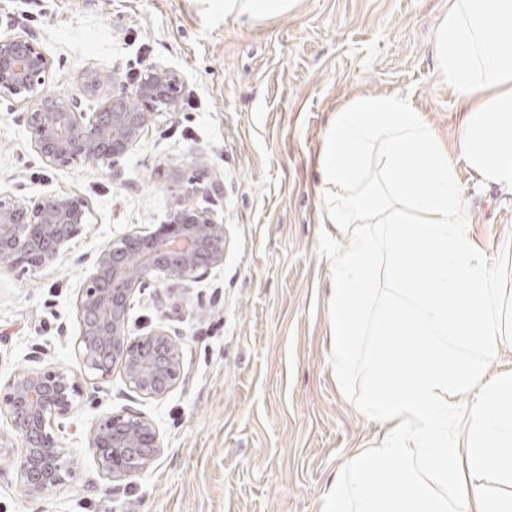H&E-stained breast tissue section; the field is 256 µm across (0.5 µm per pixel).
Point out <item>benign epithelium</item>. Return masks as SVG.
<instances>
[{
    "instance_id": "benign-epithelium-1",
    "label": "benign epithelium",
    "mask_w": 512,
    "mask_h": 512,
    "mask_svg": "<svg viewBox=\"0 0 512 512\" xmlns=\"http://www.w3.org/2000/svg\"><path fill=\"white\" fill-rule=\"evenodd\" d=\"M51 59L36 35L0 39V96L28 104L31 141L50 166L106 167L137 144L149 123L175 117L179 76L151 69L127 91L118 77L90 72L84 88L103 95L97 112H78L74 99L46 90ZM89 213L79 196L46 194L27 203L0 197V270L37 271L61 263ZM224 264V225L206 211L180 205L165 223L100 246L77 302L80 334L75 347L97 382L120 365L130 389L160 400L183 379L182 354L170 332L154 327L132 338L129 311L134 296L162 280H193ZM83 396L79 378L64 368H32L0 387L15 437L22 445L18 472L24 490L38 497L65 482L71 460L56 430ZM88 447L114 483L141 475L160 452L154 424L138 412L112 413L90 429Z\"/></svg>"
}]
</instances>
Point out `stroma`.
<instances>
[{
  "label": "stroma",
  "instance_id": "obj_1",
  "mask_svg": "<svg viewBox=\"0 0 512 512\" xmlns=\"http://www.w3.org/2000/svg\"><path fill=\"white\" fill-rule=\"evenodd\" d=\"M449 0H293L271 19L225 17L221 0H0V37L32 32L52 61L47 87L102 104L88 72L126 86L154 67L181 79L175 118L154 121L115 170L52 167L35 152L26 107L0 98V193L27 201L80 195L88 222L62 267L0 271V385L31 367L83 375L77 300L101 244L164 223L193 204L224 226V264L200 280L165 281L133 301L129 331L162 325L178 345L180 385L140 397L121 370L84 383L59 437L74 474L42 498L24 492L21 448L0 412V512H321L327 489L382 428L340 388L329 350L338 250L315 178L332 112L352 99H408L453 147L462 118L432 44ZM471 235L512 287V193L482 188L459 166ZM221 193L187 196L192 182ZM136 411L162 448L113 491L87 442L102 416Z\"/></svg>",
  "mask_w": 512,
  "mask_h": 512
}]
</instances>
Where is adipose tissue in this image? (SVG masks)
I'll return each mask as SVG.
<instances>
[{
    "label": "adipose tissue",
    "instance_id": "1",
    "mask_svg": "<svg viewBox=\"0 0 512 512\" xmlns=\"http://www.w3.org/2000/svg\"><path fill=\"white\" fill-rule=\"evenodd\" d=\"M433 59L464 116L446 150L406 99L333 112L317 171L347 239L330 288L336 382L384 430L331 483L322 512H512V290L477 248L457 176L512 191V0H452ZM464 437H457V424Z\"/></svg>",
    "mask_w": 512,
    "mask_h": 512
}]
</instances>
